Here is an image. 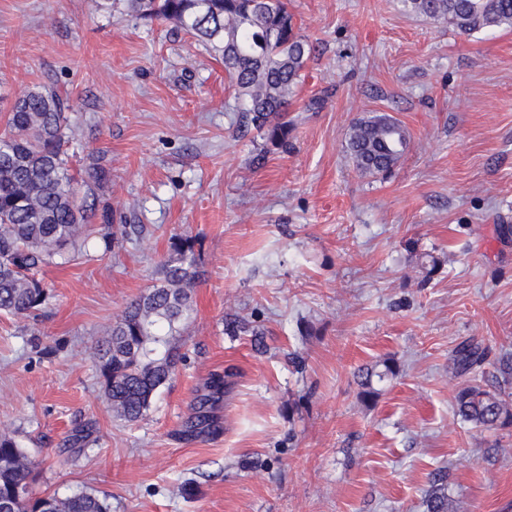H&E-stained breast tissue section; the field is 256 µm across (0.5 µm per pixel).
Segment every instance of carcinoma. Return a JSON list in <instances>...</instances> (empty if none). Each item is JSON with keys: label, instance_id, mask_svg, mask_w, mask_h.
<instances>
[{"label": "carcinoma", "instance_id": "cac0c4a2", "mask_svg": "<svg viewBox=\"0 0 512 512\" xmlns=\"http://www.w3.org/2000/svg\"><path fill=\"white\" fill-rule=\"evenodd\" d=\"M403 10L443 21L463 34L512 27V0H399ZM139 17L174 20L211 44L224 60L247 125L276 146L288 145L285 116L300 82L312 45L299 33L285 0H128ZM71 103L56 86L18 97L0 131V313L30 317L49 300L50 290L36 279L41 267L68 260L87 249L112 251L111 232L95 235L89 218L112 220L103 201L108 170L96 164L80 179L70 173L63 144ZM410 146L406 128L387 115L356 121L347 149L363 174L385 175ZM162 284L125 308L108 337L92 347L107 408L126 422L140 420L174 374L179 337L194 312L200 279L194 244L187 236L170 239L162 265ZM457 368L472 372L485 361L484 349L463 342L455 351ZM362 372L363 398L376 392L372 377L396 374ZM455 413L483 430L512 425V392L475 378L454 396ZM31 462L14 432L0 431V509L3 512H109L94 493L35 498L30 490ZM453 500L435 479L427 493V512H456Z\"/></svg>", "mask_w": 512, "mask_h": 512}]
</instances>
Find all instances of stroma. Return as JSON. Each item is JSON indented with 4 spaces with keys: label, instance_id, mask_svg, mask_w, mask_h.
<instances>
[{
    "label": "stroma",
    "instance_id": "stroma-1",
    "mask_svg": "<svg viewBox=\"0 0 512 512\" xmlns=\"http://www.w3.org/2000/svg\"><path fill=\"white\" fill-rule=\"evenodd\" d=\"M288 6L314 52L283 149L244 127L221 57L177 23L127 0H0V124L24 92L66 89L70 168L103 160L129 233L45 267L37 318L0 314V427L35 461L34 495L110 512H426L439 472L457 512H512V427L453 410L460 343L485 348L488 378L512 358V28L461 34L398 0ZM376 113L410 148L365 176L347 139ZM176 234L196 241V309L127 423L87 352L161 282ZM386 361L364 401L361 370Z\"/></svg>",
    "mask_w": 512,
    "mask_h": 512
}]
</instances>
